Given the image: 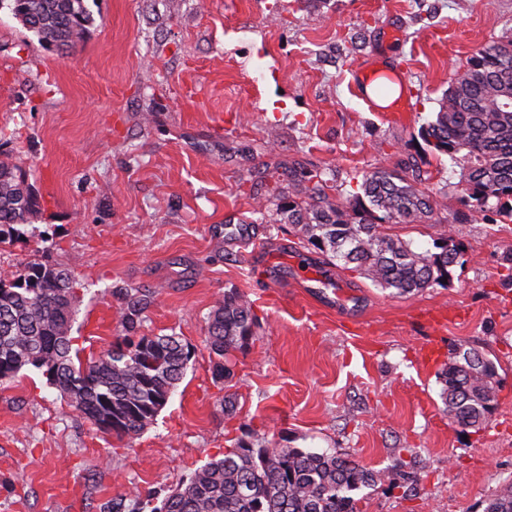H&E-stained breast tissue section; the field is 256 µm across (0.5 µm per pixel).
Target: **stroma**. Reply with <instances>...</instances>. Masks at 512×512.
I'll list each match as a JSON object with an SVG mask.
<instances>
[{"instance_id":"35a3bbf8","label":"stroma","mask_w":512,"mask_h":512,"mask_svg":"<svg viewBox=\"0 0 512 512\" xmlns=\"http://www.w3.org/2000/svg\"><path fill=\"white\" fill-rule=\"evenodd\" d=\"M86 6L92 22L68 51L0 10V137L44 204L32 235L0 249V272L46 249L81 283L72 334L97 349L121 334L113 290H154L145 332L177 334L195 355L133 439L97 432L35 371L0 382V512L164 494L249 437L386 471L360 491L362 512H483L512 482V223L488 212L461 225L448 287L405 296L303 248L268 190L310 170L350 193L378 169L455 181L419 128L467 56L512 34V0ZM370 64L409 111H371L356 80ZM307 266L344 301L306 281ZM230 291L258 325L224 390L204 338ZM461 346L498 367V407L478 431L442 412L438 373Z\"/></svg>"}]
</instances>
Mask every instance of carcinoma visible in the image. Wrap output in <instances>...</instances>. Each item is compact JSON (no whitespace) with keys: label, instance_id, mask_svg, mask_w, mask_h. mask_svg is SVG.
Instances as JSON below:
<instances>
[{"label":"carcinoma","instance_id":"carcinoma-1","mask_svg":"<svg viewBox=\"0 0 512 512\" xmlns=\"http://www.w3.org/2000/svg\"><path fill=\"white\" fill-rule=\"evenodd\" d=\"M8 2L24 28L57 49L76 47L91 23L85 0ZM419 136L432 153L448 157L458 182L424 191L418 180L381 169L363 174L345 199L322 173L305 172L288 183V203L277 207L279 216L329 261L353 266L376 287L410 295L445 285L461 256L458 229L449 226L434 252L419 251L388 229L432 221L445 209L450 189L461 192L469 207L453 217L455 223L487 211L503 224L512 222V36L475 50ZM24 179L21 166L0 160V244L24 237L41 210V199L22 189ZM78 286L68 270L39 259L0 276V382L32 367L94 428L131 438L166 406L195 350L174 334L142 332L155 292L121 288L116 296L124 335L82 358L85 348L71 336ZM255 323L243 294L226 293L213 306L205 337L213 383L235 378L232 353L248 347ZM439 380L449 420L481 429L497 408L494 361L475 348L460 350ZM385 478L334 449L239 441L162 500L134 489L107 512H361L356 492ZM484 512H512V485L490 497Z\"/></svg>","mask_w":512,"mask_h":512}]
</instances>
